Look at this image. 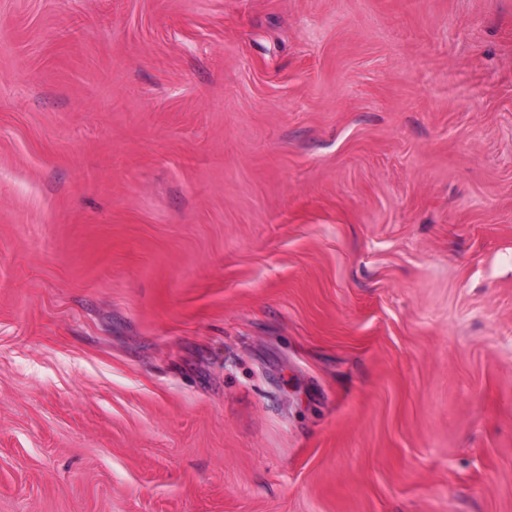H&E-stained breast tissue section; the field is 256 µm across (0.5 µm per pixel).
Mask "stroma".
Masks as SVG:
<instances>
[{"label":"stroma","instance_id":"35a3bbf8","mask_svg":"<svg viewBox=\"0 0 512 512\" xmlns=\"http://www.w3.org/2000/svg\"><path fill=\"white\" fill-rule=\"evenodd\" d=\"M0 512H512V0H0Z\"/></svg>","mask_w":512,"mask_h":512}]
</instances>
